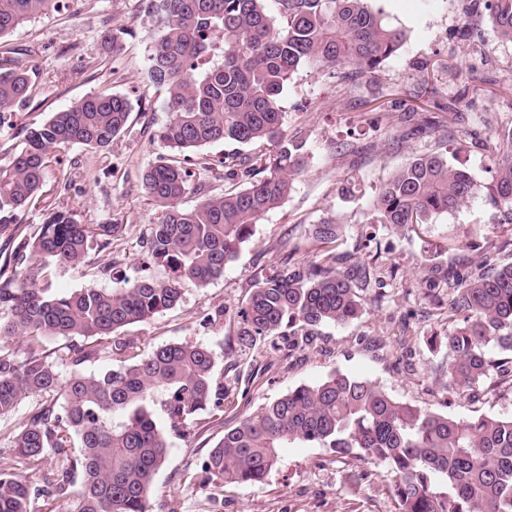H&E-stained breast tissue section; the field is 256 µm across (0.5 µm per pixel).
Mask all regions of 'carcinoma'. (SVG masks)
Here are the masks:
<instances>
[{
    "label": "carcinoma",
    "mask_w": 512,
    "mask_h": 512,
    "mask_svg": "<svg viewBox=\"0 0 512 512\" xmlns=\"http://www.w3.org/2000/svg\"><path fill=\"white\" fill-rule=\"evenodd\" d=\"M149 0L154 21L147 75L165 90L166 120L157 140L166 153L143 174L147 194L161 208L143 238L144 274L126 287L93 284L65 295L50 293V267L84 263L94 241L106 247L121 224H81L67 211L51 213L30 236L22 215L40 201L45 172L67 146L107 149L130 125L131 101L112 92L88 93L45 122L21 126L22 145L0 165V236L13 242L19 269L0 271V337L18 336L30 350L18 356L0 348V419L23 400L52 394L20 430L8 435L12 453L0 456V512H32L33 500L70 502L66 512H150L154 476L164 463L169 436L196 415L224 405V385L213 377L216 353L189 342L141 353L134 339L116 332L175 307L183 284L199 288L224 275L226 265L253 235V226L290 196L305 168L304 144L281 137L280 95L304 65L335 69L341 80L372 78L402 46V30L387 26L365 0ZM66 7V0H0V39L23 23ZM499 39L512 42V0H490ZM122 28L103 33L105 53L123 48ZM41 64L30 56L0 57V126H14L16 109L38 93ZM224 141L274 150L257 156L246 185L235 184L241 163L226 155L216 167L232 187L184 207L196 190L189 153ZM490 155L496 175L491 196L512 223V129ZM476 191L470 172L441 150L417 154L371 197L369 223L405 230L467 205ZM343 220L330 215L312 225L319 252L299 266L262 276L233 315L235 351L245 355L272 336L305 345L326 324L362 314L370 266L355 262L335 243ZM427 295L448 285L451 309L462 323L431 348L448 353V390H475L492 375L512 379V357L491 360L489 347L512 353V262L496 270L424 268ZM92 338L72 343L67 358L80 366L100 356L111 364L60 379L51 355L38 350L50 338ZM163 417L166 426L157 422ZM318 444L383 463L392 475L398 512H512V416L464 420L437 414L388 395L375 383L333 373L298 386L238 425L207 454L203 469L219 487L259 483L292 443ZM55 455L59 467L42 470ZM41 472L38 489L17 466ZM447 491H438L434 479Z\"/></svg>",
    "instance_id": "cac0c4a2"
}]
</instances>
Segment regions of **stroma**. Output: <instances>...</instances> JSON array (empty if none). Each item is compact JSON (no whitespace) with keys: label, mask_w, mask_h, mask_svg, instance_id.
<instances>
[{"label":"stroma","mask_w":512,"mask_h":512,"mask_svg":"<svg viewBox=\"0 0 512 512\" xmlns=\"http://www.w3.org/2000/svg\"><path fill=\"white\" fill-rule=\"evenodd\" d=\"M387 25L404 31L399 51L375 78L342 83L329 72L302 67L284 89L282 136L304 143L306 166L283 206L267 213L222 277L207 287L187 283L174 309L127 326L121 337L139 341L143 351L191 342L217 355L215 375L224 384L221 410L200 411L180 435L171 437L157 471L149 503L152 512H396L385 466L328 448L293 443L260 483L215 487L201 470L210 448L226 429L301 385H314L340 371L370 380L394 399L457 419L512 415V380L490 377L475 393L448 391L446 353L433 352L430 336L452 325L448 293L426 296L424 267L440 260L469 268L512 262V224L501 221L490 200L494 170L483 143H495L512 125V43L501 41L489 13L466 26L462 0H366ZM146 0H70L67 9L33 18L0 42V52L20 49L39 57V93L19 108L20 120L42 122L87 93L107 90L129 95L130 128L104 151L80 146L59 150L49 166L40 203L24 215L36 232L50 213L71 211L83 224H122L111 248L93 246L76 268L53 269V292L65 294L93 283L109 290L121 282L101 268L117 258L134 277L142 252L139 236L161 211L147 195L142 174L160 151L157 131L166 119L165 94L149 86L148 50L153 27ZM127 31L123 50L108 60L101 47L105 30ZM470 93L472 106L459 108ZM435 101L436 119L454 110L447 156L465 167L477 192L460 210L433 217L415 231L399 233L368 221L367 190L404 166L413 154L432 149V132L420 118L405 122L409 106ZM67 181H60V174ZM363 196L347 200L346 180ZM330 214L345 221L339 251L371 263L382 288L368 286L363 313L350 323L320 329L311 345L289 349L287 340L260 343L234 356L233 314L260 275L284 259L314 261L312 224ZM223 311V320L208 314Z\"/></svg>","instance_id":"1"}]
</instances>
